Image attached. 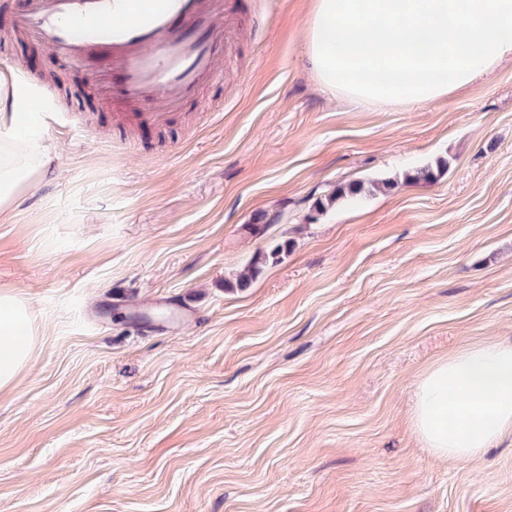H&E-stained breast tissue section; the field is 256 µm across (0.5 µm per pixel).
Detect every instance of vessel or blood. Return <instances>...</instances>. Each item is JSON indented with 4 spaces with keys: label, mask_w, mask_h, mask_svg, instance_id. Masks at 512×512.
<instances>
[{
    "label": "vessel or blood",
    "mask_w": 512,
    "mask_h": 512,
    "mask_svg": "<svg viewBox=\"0 0 512 512\" xmlns=\"http://www.w3.org/2000/svg\"><path fill=\"white\" fill-rule=\"evenodd\" d=\"M17 25L85 65L109 98L167 111L223 78L237 20L221 0H31Z\"/></svg>",
    "instance_id": "obj_1"
}]
</instances>
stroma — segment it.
<instances>
[{"label": "stroma", "mask_w": 512, "mask_h": 512, "mask_svg": "<svg viewBox=\"0 0 512 512\" xmlns=\"http://www.w3.org/2000/svg\"><path fill=\"white\" fill-rule=\"evenodd\" d=\"M27 3L0 0V39L56 86L60 154L0 222L40 333L0 392V512H512V436L451 462L412 411L433 362L512 338V64L368 107L313 74L312 0H229L223 79L158 123L21 32ZM370 192V189H366L362 183H351L347 185L336 186V190L325 198L317 200L314 204V210L316 212H323L328 206H332L337 200L344 197L356 198L362 195V193ZM288 247V242L277 243L268 252L259 253L244 269V271L238 275L235 283L228 284L229 289L234 290L235 288H238L240 290H244L248 288L261 273L263 266L270 260L272 262H277L281 253H283L285 249L288 250Z\"/></svg>", "instance_id": "1"}]
</instances>
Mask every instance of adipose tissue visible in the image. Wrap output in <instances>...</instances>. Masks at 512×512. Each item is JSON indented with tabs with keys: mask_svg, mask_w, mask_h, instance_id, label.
<instances>
[{
	"mask_svg": "<svg viewBox=\"0 0 512 512\" xmlns=\"http://www.w3.org/2000/svg\"><path fill=\"white\" fill-rule=\"evenodd\" d=\"M305 53L327 90L365 104L444 98L512 62V0H314ZM34 88L0 73V218L32 183L54 178L58 147L25 106ZM29 299L0 289V391L35 358ZM413 418L436 457L470 461L512 435V339L449 353L419 378Z\"/></svg>",
	"mask_w": 512,
	"mask_h": 512,
	"instance_id": "1",
	"label": "adipose tissue"
}]
</instances>
